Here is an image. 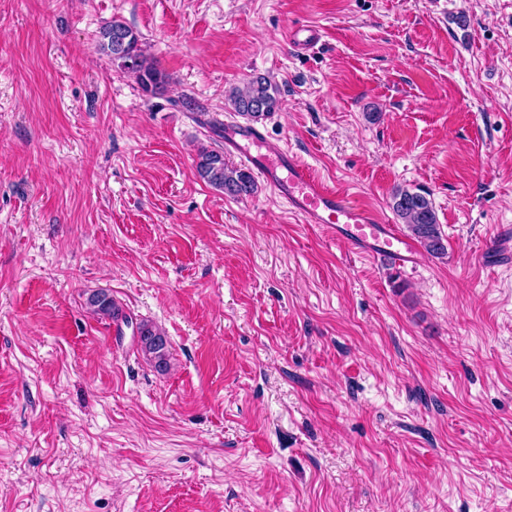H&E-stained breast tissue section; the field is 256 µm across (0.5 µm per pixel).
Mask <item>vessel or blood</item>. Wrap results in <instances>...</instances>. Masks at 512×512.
Returning <instances> with one entry per match:
<instances>
[{"instance_id":"vessel-or-blood-1","label":"vessel or blood","mask_w":512,"mask_h":512,"mask_svg":"<svg viewBox=\"0 0 512 512\" xmlns=\"http://www.w3.org/2000/svg\"><path fill=\"white\" fill-rule=\"evenodd\" d=\"M224 147L242 158L307 224H330L356 252L390 257L401 264L415 261V248L392 224L339 195L313 175L281 143L257 128L238 122L223 126Z\"/></svg>"}]
</instances>
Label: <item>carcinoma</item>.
Listing matches in <instances>:
<instances>
[{
    "instance_id": "obj_1",
    "label": "carcinoma",
    "mask_w": 512,
    "mask_h": 512,
    "mask_svg": "<svg viewBox=\"0 0 512 512\" xmlns=\"http://www.w3.org/2000/svg\"><path fill=\"white\" fill-rule=\"evenodd\" d=\"M100 47L122 69L135 74L143 90L155 93L167 82V76L147 61L139 45L138 34L129 26L114 22L100 31ZM235 111L250 121H258L279 108L278 89L264 76L252 78L245 90L230 97ZM196 170L201 179L225 194L247 197L256 190L255 180L246 168L233 167L224 160V154L204 150L198 155ZM392 209L409 233L429 254H446V238L438 224L430 194L424 191L398 189L392 197ZM93 311L109 320L122 316L121 310L104 291L88 299ZM140 350L154 367L164 371L168 367L169 350L165 334L147 322L137 326Z\"/></svg>"
}]
</instances>
